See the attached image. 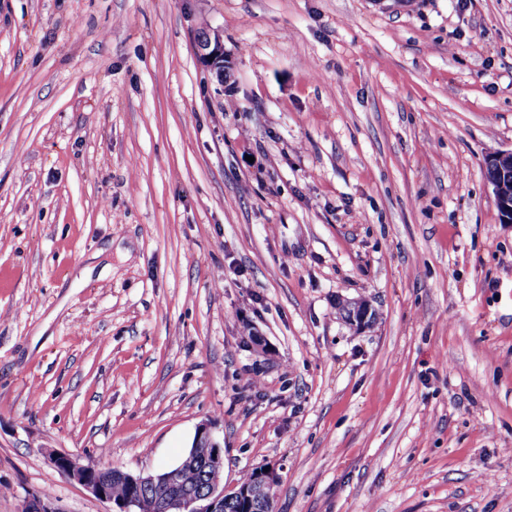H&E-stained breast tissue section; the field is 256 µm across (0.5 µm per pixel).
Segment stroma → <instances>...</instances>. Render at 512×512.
<instances>
[{
  "label": "stroma",
  "mask_w": 512,
  "mask_h": 512,
  "mask_svg": "<svg viewBox=\"0 0 512 512\" xmlns=\"http://www.w3.org/2000/svg\"><path fill=\"white\" fill-rule=\"evenodd\" d=\"M511 148L512 0H0V512L204 423L279 512H512ZM197 54L201 63L213 72L218 81H224V44L218 34H198ZM487 167L496 171V177L486 181L492 187L499 221L512 224V149L487 156ZM277 478V473L270 468L263 469L262 471L260 470L252 485L240 488L233 494L244 497L247 504L251 507L250 510L253 511L255 508L263 507L265 495L267 493L268 502L272 503V509H274L279 484H275L274 487L269 486H273L274 481L277 480Z\"/></svg>",
  "instance_id": "35a3bbf8"
}]
</instances>
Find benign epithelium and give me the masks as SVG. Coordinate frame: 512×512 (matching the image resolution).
<instances>
[{
	"instance_id": "7a95c632",
	"label": "benign epithelium",
	"mask_w": 512,
	"mask_h": 512,
	"mask_svg": "<svg viewBox=\"0 0 512 512\" xmlns=\"http://www.w3.org/2000/svg\"><path fill=\"white\" fill-rule=\"evenodd\" d=\"M197 54L201 63L213 72L219 82H224V44L219 35L210 33L197 36ZM485 166L496 171V177L489 180L492 187L499 221L512 224V149L487 156ZM196 443H206L204 458L215 474L224 473V448L213 435L211 427L200 425L196 432ZM47 461L57 471L76 480L95 498L111 504L108 512H137L138 499L131 494L124 499L112 498V483L121 482L141 491L153 488L164 493L168 512H224V497L229 489L224 480L214 479L206 492L192 496L185 482L186 464H177L157 475L134 474L117 467L83 465L75 457L65 453H47ZM278 475L270 468L258 472L255 482L240 488L235 494L246 499L255 509L264 505L267 488L274 485ZM23 512H61L54 500L47 495H32L23 505Z\"/></svg>"
}]
</instances>
